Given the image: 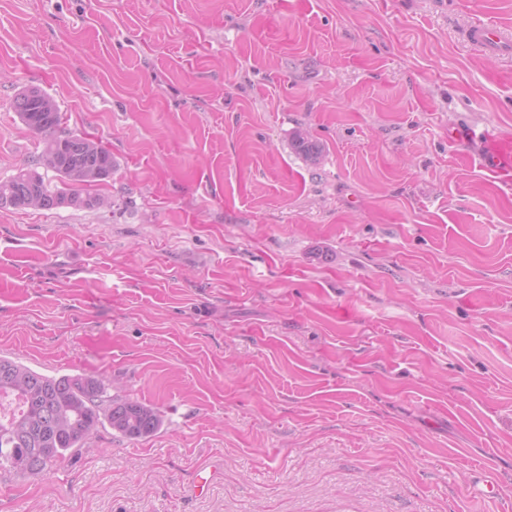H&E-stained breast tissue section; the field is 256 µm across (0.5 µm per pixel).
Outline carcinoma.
<instances>
[{"mask_svg":"<svg viewBox=\"0 0 512 512\" xmlns=\"http://www.w3.org/2000/svg\"><path fill=\"white\" fill-rule=\"evenodd\" d=\"M14 108L21 121L43 144L36 164L52 171L56 183L35 169H21L0 180V207L15 209L63 206L94 208L102 199L86 189L112 175V153L82 136L62 132V115L55 101L38 88L21 92ZM295 146L312 165L319 162L318 145L300 133ZM0 399H13L18 409L0 414V469L35 475L66 453L85 447L97 429L107 424L128 439L159 432L164 419L158 408L108 393L98 378L50 377L0 356Z\"/></svg>","mask_w":512,"mask_h":512,"instance_id":"cac0c4a2","label":"carcinoma"}]
</instances>
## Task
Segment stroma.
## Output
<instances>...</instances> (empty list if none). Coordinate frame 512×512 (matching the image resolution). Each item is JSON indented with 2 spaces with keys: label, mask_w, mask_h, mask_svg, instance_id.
Returning <instances> with one entry per match:
<instances>
[{
  "label": "stroma",
  "mask_w": 512,
  "mask_h": 512,
  "mask_svg": "<svg viewBox=\"0 0 512 512\" xmlns=\"http://www.w3.org/2000/svg\"><path fill=\"white\" fill-rule=\"evenodd\" d=\"M479 19L512 0H0V179L41 151L29 87L117 161L97 209L0 208V356L164 418L1 469L0 512L512 502V175L477 141L512 55ZM465 35L472 45L491 51L508 47L512 42L511 36L504 34L499 28L483 22L471 25Z\"/></svg>",
  "instance_id": "stroma-1"
}]
</instances>
